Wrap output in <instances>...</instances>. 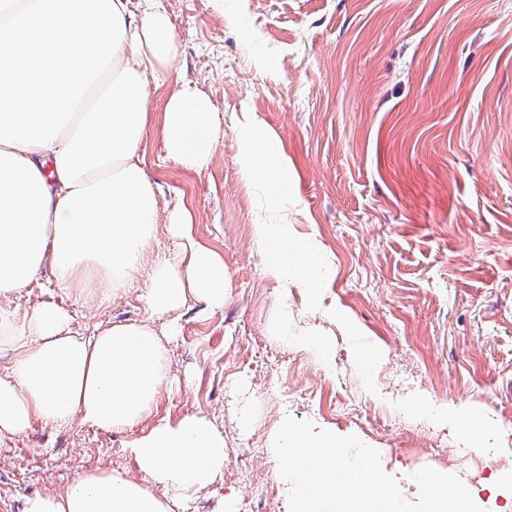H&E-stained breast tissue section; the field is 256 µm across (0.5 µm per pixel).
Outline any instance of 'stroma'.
<instances>
[{"mask_svg":"<svg viewBox=\"0 0 512 512\" xmlns=\"http://www.w3.org/2000/svg\"><path fill=\"white\" fill-rule=\"evenodd\" d=\"M181 44L175 85L210 97L223 132L212 162L188 170L164 150L161 123L139 156L162 213L185 203L194 232L224 258L223 309L190 304L169 351L177 383L155 418L208 416L224 432L222 483L189 512L219 503L288 512L271 438L281 415L356 435L380 454L402 495L428 466L458 475L485 512H512V0H158ZM256 116L292 179L246 182L238 125ZM286 224L318 240L335 272L312 307L266 273L253 227ZM53 301L81 334L147 319L141 284L93 304L50 273L12 297L23 312ZM334 336L325 370L275 334ZM384 358L364 379L356 350ZM425 395L471 409L475 429L410 411ZM126 434L72 421L33 423L0 447V512L65 490L82 471L141 473Z\"/></svg>","mask_w":512,"mask_h":512,"instance_id":"obj_1","label":"stroma"}]
</instances>
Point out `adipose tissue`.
I'll return each instance as SVG.
<instances>
[{
  "mask_svg": "<svg viewBox=\"0 0 512 512\" xmlns=\"http://www.w3.org/2000/svg\"><path fill=\"white\" fill-rule=\"evenodd\" d=\"M0 0V297L32 287L51 269L59 287L109 299L143 282L144 321L97 333L72 332L67 311L43 302L16 314L0 308V345L13 353L0 375V445L33 420L73 419L126 432L125 449L144 474L135 481L109 469L83 471L61 493L26 497L23 512H186L201 490L224 477V434L207 417H148L174 378L169 345L184 308L224 307V259L193 232L184 205L159 213L138 152L153 120L150 79L177 71L180 44L157 0ZM169 159L187 169L209 164L220 138L213 104L182 88L162 117ZM255 121L239 125L246 180L288 165ZM174 253L148 262L158 230ZM254 237L271 278L317 300L330 269L323 246L290 253L284 224H257Z\"/></svg>",
  "mask_w": 512,
  "mask_h": 512,
  "instance_id": "obj_1",
  "label": "adipose tissue"
}]
</instances>
